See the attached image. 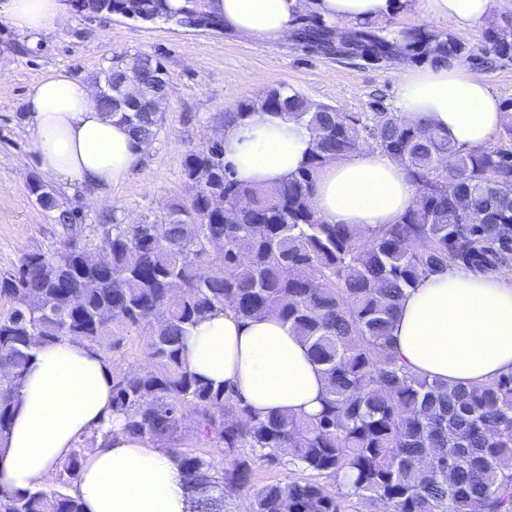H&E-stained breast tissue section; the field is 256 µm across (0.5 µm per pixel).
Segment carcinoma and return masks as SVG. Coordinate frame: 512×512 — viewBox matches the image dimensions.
Instances as JSON below:
<instances>
[{"mask_svg":"<svg viewBox=\"0 0 512 512\" xmlns=\"http://www.w3.org/2000/svg\"><path fill=\"white\" fill-rule=\"evenodd\" d=\"M75 2L80 16L224 29L212 0H183L177 10L169 0ZM334 32L314 14L295 18L303 47L378 67L470 53L451 34L401 30L392 38L366 25L338 43ZM485 51L512 58L511 23L489 24ZM134 62L133 70L113 63L103 79L114 90L139 84L142 103L114 96L97 105L150 144L167 81L160 61ZM259 112L286 114L314 135L307 161L284 183H242L224 163L223 144H205L184 157L185 195L171 206L161 235L153 224H111L100 244L110 256L106 265L88 263V249L71 235L50 252L22 254L0 273L7 305L0 310V360L13 373L0 378V438L33 348L70 337L110 363L125 338L137 337V368L112 372V414L129 434L176 459L192 512H224L243 489L248 512H340L349 496L383 512H512V373L455 387L410 371L391 346L405 290L434 268L512 272V124L498 145L462 150L397 112L350 115L275 87L242 101L224 125ZM368 138L416 184L417 207L397 224L365 231L328 224L311 207L317 173ZM27 190L43 210L58 212L59 223H76L40 179L30 178ZM217 310L242 319L275 314L288 324L325 378L318 414L260 417L241 396L190 369L186 334ZM188 416L189 439L181 435ZM212 448L224 451L223 461L207 459ZM91 452L74 448L51 489L0 488V512H83L75 489ZM255 456L295 476L256 484Z\"/></svg>","mask_w":512,"mask_h":512,"instance_id":"1","label":"carcinoma"}]
</instances>
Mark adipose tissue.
Listing matches in <instances>:
<instances>
[{
  "mask_svg": "<svg viewBox=\"0 0 512 512\" xmlns=\"http://www.w3.org/2000/svg\"><path fill=\"white\" fill-rule=\"evenodd\" d=\"M493 0H220L226 28L256 39L288 38L308 10L339 29L381 20L408 8L454 28L484 19ZM62 0H0V18L32 37L57 27ZM396 108L423 120L465 149L482 147L506 112L481 74L460 66L425 65L403 73ZM41 172L61 186L93 192L141 169L148 147L95 103L90 83L51 69L25 99ZM224 160L238 180L258 187L285 181L306 161L312 135L286 116L264 113L226 128ZM417 190L386 153L363 148L318 172L313 208L330 224L357 229L397 223ZM392 346L413 372L469 387L512 372V280L459 266L434 269L408 289ZM190 368L233 390L259 415H315L325 381L306 346L274 316L240 319L218 311L186 339ZM96 436L76 494L85 512H189L175 459L125 432L112 415V369L78 340L33 351L6 440L0 441V486L46 485L77 442Z\"/></svg>",
  "mask_w": 512,
  "mask_h": 512,
  "instance_id": "1",
  "label": "adipose tissue"
}]
</instances>
